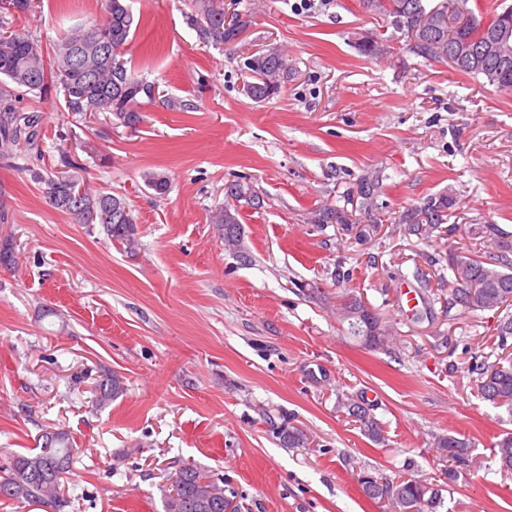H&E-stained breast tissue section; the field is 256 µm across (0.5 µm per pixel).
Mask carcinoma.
I'll return each mask as SVG.
<instances>
[{
    "label": "carcinoma",
    "instance_id": "cac0c4a2",
    "mask_svg": "<svg viewBox=\"0 0 512 512\" xmlns=\"http://www.w3.org/2000/svg\"><path fill=\"white\" fill-rule=\"evenodd\" d=\"M193 11L190 24L199 39L213 46L234 42L251 23L250 15L233 13L225 18L224 0H191ZM362 9L391 20L397 29L406 32L410 53L426 61H448V50H472L486 38L496 34V28L512 26V6L486 12L478 19L472 10L462 12L460 6L469 0H365ZM36 0H0V160L10 163L25 156L38 146L42 115L16 106L15 88L35 95L50 90L62 93L67 111L74 114L103 113L126 127L141 121L140 99L154 98L155 85L137 77L128 68L121 49L127 45L138 27L129 0H103L104 17L82 24L66 34L53 53L45 51L42 41L30 31L18 26V21L36 13ZM368 56L392 55L390 47L375 40L359 43ZM249 80L246 88L255 102L270 100L280 93L288 80V58L279 47L269 44L246 57ZM458 72L485 78L501 91H512V72L504 78L498 62L486 60L477 66L463 65ZM58 148L63 170L47 175L34 173V179L44 185L43 195L52 208L69 215L77 224H99L109 240L135 249L136 219L125 198L110 190L92 189L85 185L86 168L72 153L73 145L64 134ZM231 192L226 202L215 209L211 223L222 231L224 246L237 250L243 260L248 256L240 250L241 223L235 201L242 199L251 206H260V198L247 182L229 184ZM448 209V199H431L422 211L423 222H415L409 230L422 236L442 224ZM501 250L499 264L488 266L463 252L449 257V269L454 278L448 289V308L459 306L464 311H491L512 300V242L496 241ZM348 323V333L363 338L365 345L378 347L384 343L381 320L375 312L357 311L341 317ZM476 375L481 398L512 413V357L489 361L485 356L471 365ZM125 390L119 376H105L96 385V404L103 405ZM348 415L356 418L372 441L385 442L380 423L358 401L343 403ZM436 448L451 460H460L468 453L469 444L454 435L442 436ZM502 469L512 472V433L503 435L494 444ZM75 448L63 431L42 435V446L34 453L12 455L0 469V499L19 503L61 506L60 485ZM170 490L165 495V512H225L229 501L224 498V480L191 464H179L170 475ZM372 488L367 497L386 498L390 512H439L444 506L441 490L426 486L415 479L383 480L370 475Z\"/></svg>",
    "mask_w": 512,
    "mask_h": 512
}]
</instances>
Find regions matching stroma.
<instances>
[{
  "label": "stroma",
  "instance_id": "stroma-1",
  "mask_svg": "<svg viewBox=\"0 0 512 512\" xmlns=\"http://www.w3.org/2000/svg\"><path fill=\"white\" fill-rule=\"evenodd\" d=\"M224 3L252 23L216 48L187 25L191 0H131L139 25L123 56L159 92L137 127L67 112L52 92L17 101L43 122L38 150L0 161V236L17 256L0 264V464L67 432L78 453L62 512H164L176 461L222 477L240 512H388L360 491L364 472L440 485L443 512H512V473L492 448L512 415L469 371L494 352L501 314L439 298L450 254L494 264L491 229L512 241V92L405 51L406 35L359 0ZM102 5L40 0L22 25L50 45ZM365 36L388 39L401 63L363 55ZM270 43L292 75L256 103L243 62ZM63 132L87 182L124 194L136 253L45 202L32 173L57 169ZM148 170L167 193L145 185ZM368 179L379 189L366 202ZM235 180L263 199L240 208L246 263L210 222ZM440 197L445 223L410 232ZM325 206L346 223H314ZM403 283L422 293L407 313ZM345 294L390 327L387 345L348 334ZM107 372L126 391L93 408ZM347 398L369 400L385 443L338 410ZM294 428L309 447L283 443ZM448 434L471 444L453 464L434 446Z\"/></svg>",
  "mask_w": 512,
  "mask_h": 512
}]
</instances>
